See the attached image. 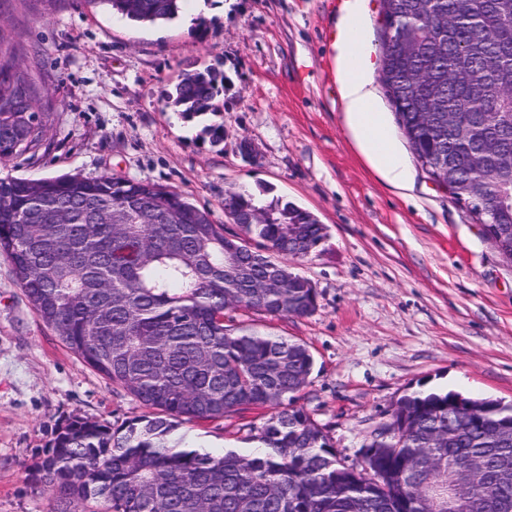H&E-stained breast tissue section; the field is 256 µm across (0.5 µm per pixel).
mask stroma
Here are the masks:
<instances>
[{
    "label": "stroma",
    "instance_id": "obj_1",
    "mask_svg": "<svg viewBox=\"0 0 512 512\" xmlns=\"http://www.w3.org/2000/svg\"><path fill=\"white\" fill-rule=\"evenodd\" d=\"M204 2L193 20L140 25L86 0H0V32L37 91L46 129L41 148L0 161V178L149 181L187 194L229 233L231 188L313 213L326 237L293 268L316 290L314 312L231 318L309 346L314 366L296 404L346 465H360L406 394L512 402V264L422 168L406 197L359 151L335 70L344 5ZM356 9L376 80L381 0ZM195 65L223 71V111L192 117L166 107L165 88ZM212 124L225 130L217 146L204 132ZM243 138L255 160L242 157ZM142 413L39 321L0 256V512H52L51 491L29 468L59 424L82 416L117 427ZM271 414L257 408L179 431L199 451L247 454Z\"/></svg>",
    "mask_w": 512,
    "mask_h": 512
}]
</instances>
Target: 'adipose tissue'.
<instances>
[{"mask_svg": "<svg viewBox=\"0 0 512 512\" xmlns=\"http://www.w3.org/2000/svg\"><path fill=\"white\" fill-rule=\"evenodd\" d=\"M347 125L361 151L375 171L390 185L410 190L413 173L388 134L382 117L374 110L375 92L369 75L338 71Z\"/></svg>", "mask_w": 512, "mask_h": 512, "instance_id": "adipose-tissue-1", "label": "adipose tissue"}]
</instances>
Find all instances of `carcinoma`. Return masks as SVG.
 Masks as SVG:
<instances>
[{
  "instance_id": "cac0c4a2",
  "label": "carcinoma",
  "mask_w": 512,
  "mask_h": 512,
  "mask_svg": "<svg viewBox=\"0 0 512 512\" xmlns=\"http://www.w3.org/2000/svg\"><path fill=\"white\" fill-rule=\"evenodd\" d=\"M127 19H176L185 0H92ZM395 20L381 36L382 81L418 163L465 197L475 175L495 224L499 254L512 257V0H382ZM455 18L445 27L442 17ZM0 33V160L43 144L40 114L14 110L36 95L3 48ZM467 71L472 79L456 82ZM224 74L204 66L184 73L164 95L178 112H217ZM425 112L428 120L418 121ZM455 128L448 129V113ZM237 206L258 209L246 224L252 241L241 268L224 261L230 234L185 194L145 181L62 175L0 179V254L39 320L90 367L149 413L117 429L77 417L59 425L32 471L55 495L53 512H445L448 472L409 473L418 453L481 456L485 484L474 492L490 512L512 506V404L461 392H415L391 414L398 439L377 448L355 471L336 463L327 435L292 406L314 365L306 345L224 323L225 312L304 317L315 289L292 274L288 288H259L267 265L304 257L283 240L288 220L309 211L289 202L265 205L229 190ZM311 244L322 224H300ZM278 249L275 256L268 254ZM472 407L458 418L455 404ZM254 407H276L258 440L266 451L221 456L172 439L178 426Z\"/></svg>"
}]
</instances>
